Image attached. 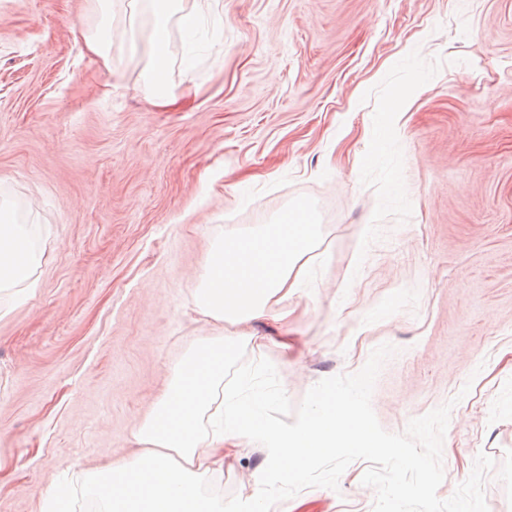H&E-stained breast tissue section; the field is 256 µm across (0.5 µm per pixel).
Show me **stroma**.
I'll return each mask as SVG.
<instances>
[{
  "instance_id": "35a3bbf8",
  "label": "stroma",
  "mask_w": 512,
  "mask_h": 512,
  "mask_svg": "<svg viewBox=\"0 0 512 512\" xmlns=\"http://www.w3.org/2000/svg\"><path fill=\"white\" fill-rule=\"evenodd\" d=\"M137 0H0V201L42 258L0 302V512L138 450L130 428L213 323L193 308L208 248L313 210L286 299L255 321L293 405L395 349L372 407L387 431L452 403L449 498L479 453L512 450V0H209L202 47L169 25L173 105L148 100ZM289 349H282V342ZM468 395H461L462 387ZM268 452L225 459L252 499ZM353 462L338 489L272 512H372ZM97 2L104 20L93 34L86 37V44L90 52L104 59L108 55L112 41L111 32L107 28V20H105L111 10L112 0H98Z\"/></svg>"
}]
</instances>
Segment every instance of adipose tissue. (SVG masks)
I'll list each match as a JSON object with an SVG mask.
<instances>
[{"mask_svg":"<svg viewBox=\"0 0 512 512\" xmlns=\"http://www.w3.org/2000/svg\"><path fill=\"white\" fill-rule=\"evenodd\" d=\"M153 18L149 52L161 58L171 19L192 28L196 15L179 13L177 0H148ZM318 235L310 213H301L273 252L251 254L242 270L241 237L230 235L212 245L206 274L194 292V310L219 325L213 335L198 338L167 392L144 418L131 427L138 454L108 470L89 473L87 492L102 512H218L201 486L224 472V460L261 439L275 448L274 464L294 471L315 448H331L337 438L367 442L357 427L354 405L339 401L337 410L312 408L302 424L282 429L258 422L251 408L224 392V359L240 342L260 344L253 322L272 316L287 322L282 301L297 292L304 268L301 259ZM40 252L26 225L0 213V298H17L31 283Z\"/></svg>","mask_w":512,"mask_h":512,"instance_id":"adipose-tissue-1","label":"adipose tissue"}]
</instances>
